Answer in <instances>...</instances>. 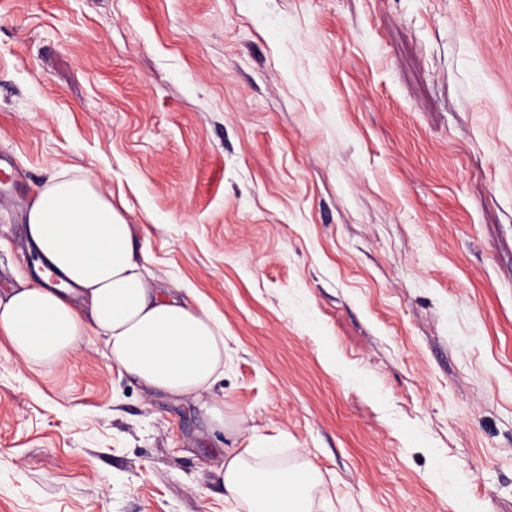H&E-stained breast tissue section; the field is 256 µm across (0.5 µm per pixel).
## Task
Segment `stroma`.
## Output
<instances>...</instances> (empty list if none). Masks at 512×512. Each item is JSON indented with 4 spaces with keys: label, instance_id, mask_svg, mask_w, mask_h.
Here are the masks:
<instances>
[{
    "label": "stroma",
    "instance_id": "1",
    "mask_svg": "<svg viewBox=\"0 0 512 512\" xmlns=\"http://www.w3.org/2000/svg\"><path fill=\"white\" fill-rule=\"evenodd\" d=\"M71 169L223 319L224 374L0 336V512H231L256 432L330 512H512V0H0V291Z\"/></svg>",
    "mask_w": 512,
    "mask_h": 512
}]
</instances>
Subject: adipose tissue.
Returning a JSON list of instances; mask_svg holds the SVG:
<instances>
[{"mask_svg":"<svg viewBox=\"0 0 512 512\" xmlns=\"http://www.w3.org/2000/svg\"><path fill=\"white\" fill-rule=\"evenodd\" d=\"M26 233L59 276L0 293V335L31 366L63 363L84 336L103 337L107 359L145 388L200 397L224 373V327L205 306L151 287L133 227L87 173L51 175L27 212ZM287 437L253 433L219 469L235 512H317L324 485Z\"/></svg>","mask_w":512,"mask_h":512,"instance_id":"ef3b65f1","label":"adipose tissue"}]
</instances>
